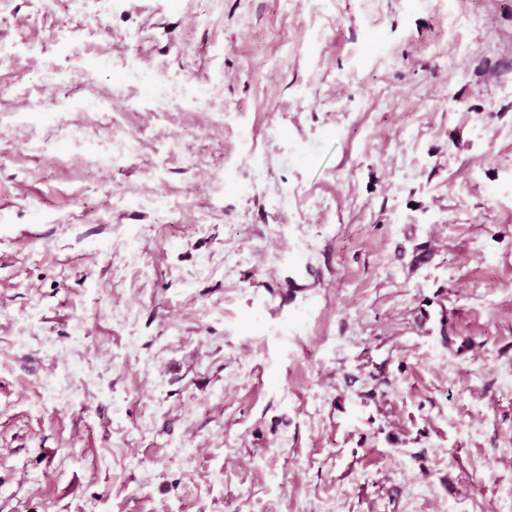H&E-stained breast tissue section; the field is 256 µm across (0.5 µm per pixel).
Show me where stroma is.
<instances>
[{
  "instance_id": "stroma-1",
  "label": "stroma",
  "mask_w": 512,
  "mask_h": 512,
  "mask_svg": "<svg viewBox=\"0 0 512 512\" xmlns=\"http://www.w3.org/2000/svg\"><path fill=\"white\" fill-rule=\"evenodd\" d=\"M0 34V512H512V0Z\"/></svg>"
}]
</instances>
